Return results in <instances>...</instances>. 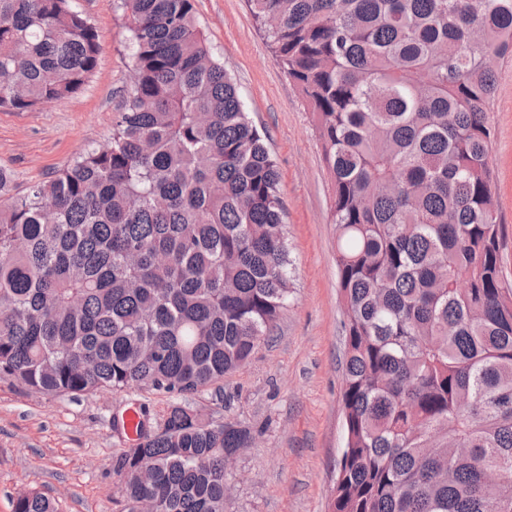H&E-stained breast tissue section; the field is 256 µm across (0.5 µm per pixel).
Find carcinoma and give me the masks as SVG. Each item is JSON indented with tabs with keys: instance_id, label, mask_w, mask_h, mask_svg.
Masks as SVG:
<instances>
[{
	"instance_id": "1",
	"label": "carcinoma",
	"mask_w": 512,
	"mask_h": 512,
	"mask_svg": "<svg viewBox=\"0 0 512 512\" xmlns=\"http://www.w3.org/2000/svg\"><path fill=\"white\" fill-rule=\"evenodd\" d=\"M312 112L344 306L331 512H512V279L492 190L512 0H247ZM135 79L104 147L23 192L0 167V376L174 399L116 455L121 512H224L244 427L178 400L244 367L290 295L280 173L193 0H118ZM71 0H0V111L91 80ZM502 472L489 485L485 471ZM13 512H57L33 491Z\"/></svg>"
}]
</instances>
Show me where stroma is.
<instances>
[{
    "label": "stroma",
    "mask_w": 512,
    "mask_h": 512,
    "mask_svg": "<svg viewBox=\"0 0 512 512\" xmlns=\"http://www.w3.org/2000/svg\"><path fill=\"white\" fill-rule=\"evenodd\" d=\"M98 31L94 76L72 98L28 112H0V166L15 190L41 181L90 147L106 145L132 75V47L115 0H72ZM195 14L224 60L246 110L275 156L293 260L291 296L270 341L250 362L187 405L217 424L249 428L224 512H329L344 448L343 304L330 185L310 112L256 28L246 0H195ZM493 189L502 264L512 279V60L498 68L491 112ZM170 397L144 388L72 398L45 396L0 378V512L39 491L59 512H116L112 462L130 439L113 418L137 411L160 425Z\"/></svg>",
    "instance_id": "35a3bbf8"
}]
</instances>
